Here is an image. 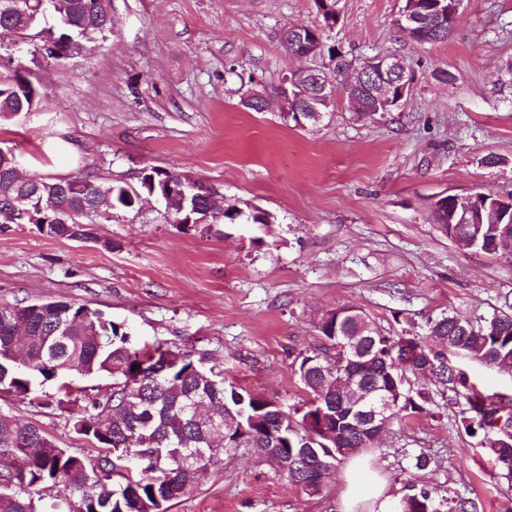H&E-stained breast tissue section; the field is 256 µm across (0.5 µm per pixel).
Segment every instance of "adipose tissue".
I'll return each instance as SVG.
<instances>
[{
	"mask_svg": "<svg viewBox=\"0 0 512 512\" xmlns=\"http://www.w3.org/2000/svg\"><path fill=\"white\" fill-rule=\"evenodd\" d=\"M389 495L385 481L365 457H353L344 474L340 512H387Z\"/></svg>",
	"mask_w": 512,
	"mask_h": 512,
	"instance_id": "adipose-tissue-1",
	"label": "adipose tissue"
}]
</instances>
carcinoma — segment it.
<instances>
[{
	"mask_svg": "<svg viewBox=\"0 0 512 512\" xmlns=\"http://www.w3.org/2000/svg\"><path fill=\"white\" fill-rule=\"evenodd\" d=\"M31 12L6 16L8 23L26 33L40 35L39 0H30ZM92 0H60L56 14L57 36L87 44L112 32V17L91 12ZM451 0H404L403 9L415 5L418 30H408L402 18L397 28L406 36L434 40V8ZM281 41L292 53H313L329 62H345L336 46L329 45L315 29L303 27L297 41L283 32ZM393 84L390 99L372 101V111L394 112L404 102L401 84ZM33 82L21 60L8 59L0 70V120L30 111ZM168 179L184 183L189 202L184 214L197 221L213 206L211 195L195 189L193 181L173 171ZM151 184L138 186L103 182L91 171L75 181L49 180L41 195L56 196V223L47 226L52 237L76 239L90 236L89 225L117 209H133ZM436 223L447 228L455 241L471 237L469 250L485 251L502 225L512 221V205L498 203V212L482 215L464 225L452 211H434ZM12 312L0 314V392L9 393L38 407L58 408L70 403L73 383L100 374L112 376V390L103 398L84 393L79 434L102 448L96 461L73 455L58 447L38 427L0 413V512H36L30 491L51 483L79 496L81 512H169L170 503L192 495L208 474L210 459L220 453L235 455L247 450L269 460L271 449L288 452L297 462L296 474L304 480L305 467L313 471L336 465V449L347 448L346 457L371 446L366 410L336 402L333 383L322 368L343 355L355 360L353 374L367 391L399 387L402 397L394 417L429 412L432 390L411 389L402 379L413 374L416 363L448 364L453 353L490 367L512 365V313L501 311L481 321L451 311L427 320L426 335H385L360 308L340 307L318 332L321 345L304 356L298 376L309 400L300 408L286 410L254 395L229 380L224 370L205 366L202 359L177 345L158 343L138 347L130 342L125 327L85 304L66 301L9 304ZM434 381L464 398L459 411L465 431L482 435V445L498 464L503 478L512 482V394L484 395L469 389L467 374L448 369ZM57 385L56 401L43 390ZM393 512H478L475 501L447 496L435 488L407 486Z\"/></svg>",
	"mask_w": 512,
	"mask_h": 512,
	"instance_id": "obj_1",
	"label": "carcinoma"
}]
</instances>
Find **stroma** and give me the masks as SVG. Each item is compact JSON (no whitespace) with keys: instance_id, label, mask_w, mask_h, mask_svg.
I'll return each mask as SVG.
<instances>
[{"instance_id":"1","label":"stroma","mask_w":512,"mask_h":512,"mask_svg":"<svg viewBox=\"0 0 512 512\" xmlns=\"http://www.w3.org/2000/svg\"><path fill=\"white\" fill-rule=\"evenodd\" d=\"M403 0H338L328 33L347 58L395 54L414 75L396 112L360 116L345 98L298 126L273 98L290 72L320 67L281 43L288 26H318L314 0H111L114 28L89 55L62 64L19 43L37 108L0 122V148L46 179L91 169L136 184L145 167L216 188L227 204L269 214L267 224H172L163 202L116 210L89 241L33 224L0 223V303L65 300L99 309L138 342H169L223 365L225 375L283 405L309 396L295 360L318 342L317 322L344 306L386 334L421 333L427 318L474 319L512 308V255L459 248L434 221L446 195L512 194V0H462L448 38L419 43L395 24ZM454 74L452 82L436 70ZM497 163L487 166L486 156ZM80 403L28 405L0 394V412L35 424L89 460L101 450L75 430ZM459 408L392 422L368 449L400 499L407 483L512 512ZM431 461L412 467L419 452ZM344 466L308 493L244 454L222 455L169 512H336Z\"/></svg>"}]
</instances>
